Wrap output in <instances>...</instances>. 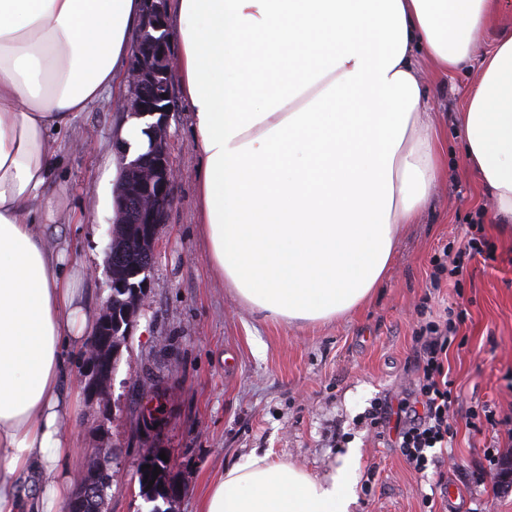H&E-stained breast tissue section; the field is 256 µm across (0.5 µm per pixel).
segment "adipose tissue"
<instances>
[{"label":"adipose tissue","instance_id":"obj_1","mask_svg":"<svg viewBox=\"0 0 512 512\" xmlns=\"http://www.w3.org/2000/svg\"><path fill=\"white\" fill-rule=\"evenodd\" d=\"M501 0H175L178 73L199 156L210 265L272 319L331 322L383 283L404 225L446 174L424 62L479 67L458 114L464 159L512 223V35ZM143 0H0V512H61L74 415L68 352L90 325L45 223L50 143L129 68ZM36 493L20 494L30 472ZM348 467L321 480L255 455L202 512H350ZM512 30V10L511 6H503L499 11L497 20L487 29L485 34V45L493 47L499 36L503 32H511Z\"/></svg>","mask_w":512,"mask_h":512}]
</instances>
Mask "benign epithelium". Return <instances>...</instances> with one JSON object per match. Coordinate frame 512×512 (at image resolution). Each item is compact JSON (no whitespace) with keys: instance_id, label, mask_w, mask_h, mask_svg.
Returning <instances> with one entry per match:
<instances>
[{"instance_id":"obj_1","label":"benign epithelium","mask_w":512,"mask_h":512,"mask_svg":"<svg viewBox=\"0 0 512 512\" xmlns=\"http://www.w3.org/2000/svg\"><path fill=\"white\" fill-rule=\"evenodd\" d=\"M145 16L139 27L134 54L128 72L129 93L122 99V108L133 119L159 116L144 131L150 145L133 159L130 147L122 145L118 164L124 177L116 190L113 224H139L140 237L146 247L157 252V225L166 221L174 198L176 170L170 161V148L165 119L172 108L173 74L169 64L165 0H144ZM148 279H143L127 302L125 330L129 336L140 307L147 297ZM123 346L114 336L99 338L93 331L88 343L89 359L80 375L88 399L103 403L109 397L112 369L98 356L100 349Z\"/></svg>"}]
</instances>
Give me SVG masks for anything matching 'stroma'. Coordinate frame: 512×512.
<instances>
[{
  "label": "stroma",
  "mask_w": 512,
  "mask_h": 512,
  "mask_svg": "<svg viewBox=\"0 0 512 512\" xmlns=\"http://www.w3.org/2000/svg\"><path fill=\"white\" fill-rule=\"evenodd\" d=\"M476 71L472 65L426 82L448 177L419 223L400 237L384 285L353 315L313 327L252 311L209 265L198 225L199 159L185 98L174 89L166 122L177 183L158 227L149 295L113 375L108 408L81 399L69 428L71 473L84 468L92 449L119 451L106 512H144L136 471L153 448L174 462L176 512H199L224 470L249 455L322 479L351 448L353 512H423L429 481L416 478L365 416L375 399L410 391L413 331L430 260L466 224L483 225L493 258L472 264L459 287L442 288L438 299L469 313L448 351L460 398L444 478L459 491L452 512H512V482L501 478L503 466L512 465V438L481 417L489 408L512 412V240L491 220L492 202L464 162L455 123ZM126 120L109 93L79 113L57 140L46 191L67 227L72 260L94 272L82 286L95 316L110 288L112 209L99 198L112 187L113 135Z\"/></svg>",
  "instance_id": "35a3bbf8"
}]
</instances>
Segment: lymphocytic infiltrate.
<instances>
[{"label":"lymphocytic infiltrate","mask_w":512,"mask_h":512,"mask_svg":"<svg viewBox=\"0 0 512 512\" xmlns=\"http://www.w3.org/2000/svg\"><path fill=\"white\" fill-rule=\"evenodd\" d=\"M491 256L482 225H467L463 236L453 238L441 255L432 257V290H440L445 284L459 286L470 261ZM467 319L465 308L450 305L441 314L425 316L414 332L412 389L400 398L387 396L375 400L367 413L370 427L392 433L394 448L409 469L422 478L431 472L440 473L454 437L450 414L458 394L448 350Z\"/></svg>","instance_id":"f902f5d3"}]
</instances>
